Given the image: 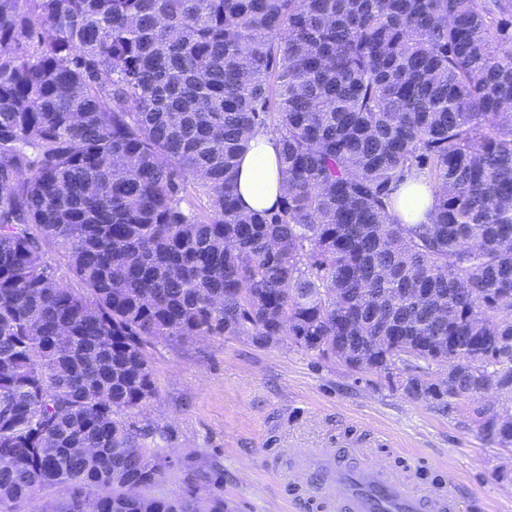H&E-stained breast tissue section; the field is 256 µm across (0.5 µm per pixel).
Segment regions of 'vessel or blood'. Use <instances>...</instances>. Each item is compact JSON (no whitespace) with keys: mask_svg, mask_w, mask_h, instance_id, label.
<instances>
[{"mask_svg":"<svg viewBox=\"0 0 512 512\" xmlns=\"http://www.w3.org/2000/svg\"><path fill=\"white\" fill-rule=\"evenodd\" d=\"M278 454L289 467L270 463L266 469L293 512H458L454 472L439 467L434 478H424L426 464L411 457L344 467L324 448H282ZM311 471L319 473L318 485L309 484Z\"/></svg>","mask_w":512,"mask_h":512,"instance_id":"obj_1","label":"vessel or blood"}]
</instances>
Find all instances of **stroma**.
Masks as SVG:
<instances>
[{
  "mask_svg": "<svg viewBox=\"0 0 512 512\" xmlns=\"http://www.w3.org/2000/svg\"><path fill=\"white\" fill-rule=\"evenodd\" d=\"M148 356L156 397L134 415L154 446L193 452L224 467L230 512H290L264 469L283 442L356 444L366 456L400 449L456 473L460 512H512V452L487 444L464 407L407 398L372 370L321 358L290 340L259 346L206 336L154 343Z\"/></svg>",
  "mask_w": 512,
  "mask_h": 512,
  "instance_id": "stroma-1",
  "label": "stroma"
}]
</instances>
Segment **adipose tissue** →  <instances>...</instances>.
<instances>
[{
	"mask_svg": "<svg viewBox=\"0 0 512 512\" xmlns=\"http://www.w3.org/2000/svg\"><path fill=\"white\" fill-rule=\"evenodd\" d=\"M238 193L244 207L263 210L274 207L285 191L277 163L275 140L256 134L245 152L237 176ZM434 190L422 176L412 175L402 185L394 214L403 224L428 223Z\"/></svg>",
	"mask_w": 512,
	"mask_h": 512,
	"instance_id": "obj_1",
	"label": "adipose tissue"
}]
</instances>
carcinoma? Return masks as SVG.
<instances>
[{"label":"carcinoma","mask_w":512,"mask_h":512,"mask_svg":"<svg viewBox=\"0 0 512 512\" xmlns=\"http://www.w3.org/2000/svg\"><path fill=\"white\" fill-rule=\"evenodd\" d=\"M509 13L0 0V507L62 487L43 512H228L220 462L172 460L129 421L156 397L158 340L286 336L412 400L512 396ZM257 132L288 190L247 211L235 178ZM414 173L428 224L392 216ZM474 415L512 447L511 405ZM171 473L179 490L154 493Z\"/></svg>","instance_id":"cac0c4a2"}]
</instances>
